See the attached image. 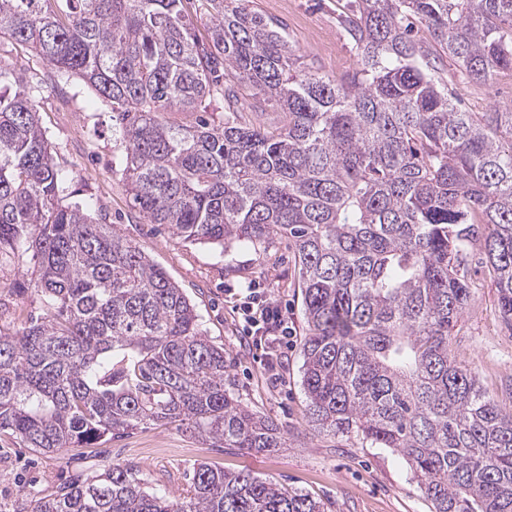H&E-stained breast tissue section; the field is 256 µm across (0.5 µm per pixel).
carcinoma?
<instances>
[{"label":"carcinoma","instance_id":"1","mask_svg":"<svg viewBox=\"0 0 512 512\" xmlns=\"http://www.w3.org/2000/svg\"><path fill=\"white\" fill-rule=\"evenodd\" d=\"M250 0H0V38L112 109L132 205L184 241L286 239L307 333L309 421L409 465L431 512H512V410L451 353L483 243L512 330V109L464 112L439 63L512 69V0H351L358 58L340 79L296 56ZM425 27V43L412 36ZM224 101V124L201 115ZM280 110L277 126L245 109ZM169 112L198 113L171 124ZM33 92L0 95V256L36 258L43 305L0 330V431L36 453L144 425L214 448L272 450L286 432L245 407L190 298L110 224L68 201ZM19 512H322L249 473L199 463L177 496L120 464Z\"/></svg>","mask_w":512,"mask_h":512}]
</instances>
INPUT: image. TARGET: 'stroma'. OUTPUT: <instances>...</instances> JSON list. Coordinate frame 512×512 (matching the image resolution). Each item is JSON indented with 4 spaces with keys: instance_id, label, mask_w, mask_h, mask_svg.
Listing matches in <instances>:
<instances>
[{
    "instance_id": "obj_1",
    "label": "stroma",
    "mask_w": 512,
    "mask_h": 512,
    "mask_svg": "<svg viewBox=\"0 0 512 512\" xmlns=\"http://www.w3.org/2000/svg\"><path fill=\"white\" fill-rule=\"evenodd\" d=\"M348 0H251L252 10L282 23L297 54L322 73L342 77L357 56L339 15ZM24 64L22 82L38 89L40 124L56 151V163L69 177L71 198L89 203V213L136 244L160 265L191 299L201 328L222 346L239 399L288 433V445L274 451L213 448L189 432L167 426L141 427L92 448L41 455L0 433V512H16L24 492L52 489L93 468L127 464L140 470L149 487L177 495L195 464L230 472L245 471L278 487L308 494L325 512H431L405 460L387 448H373L356 436L318 433L307 417L301 354L305 334L302 298L288 244L276 240L266 250L250 244L222 249L176 239L163 226L147 223L132 208L123 168L125 149L112 112L78 79L50 81L47 67L24 48L0 40V67ZM448 90L465 111L485 112L512 105V70L495 71L484 82L471 81L452 58H445ZM470 304L452 331L456 360L471 368L491 396L512 403V331L501 318L498 292L471 245ZM31 260L0 261V328L13 330L39 312L30 289ZM253 287L282 309L294 336L278 360L277 375L260 365L263 352L245 341L243 321L234 313L235 296Z\"/></svg>"
}]
</instances>
